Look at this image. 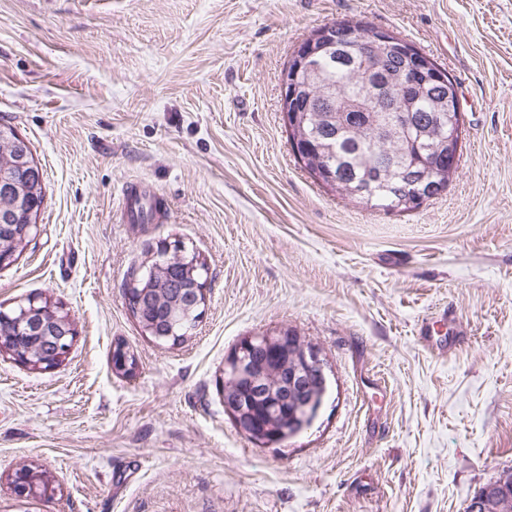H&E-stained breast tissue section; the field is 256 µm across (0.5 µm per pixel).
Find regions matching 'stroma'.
I'll list each match as a JSON object with an SVG mask.
<instances>
[{"instance_id":"1","label":"stroma","mask_w":512,"mask_h":512,"mask_svg":"<svg viewBox=\"0 0 512 512\" xmlns=\"http://www.w3.org/2000/svg\"><path fill=\"white\" fill-rule=\"evenodd\" d=\"M352 18L458 83V174L413 212L328 195L288 145L290 54ZM0 124L46 185L0 307L42 295L77 331L52 369L0 352V512H465L512 467V0H0ZM133 184L163 221L121 223ZM175 239L209 278L169 347L125 281ZM280 329L317 350L328 391L261 447L224 411V361ZM120 340L133 373L112 367ZM25 465L52 496L15 493Z\"/></svg>"}]
</instances>
